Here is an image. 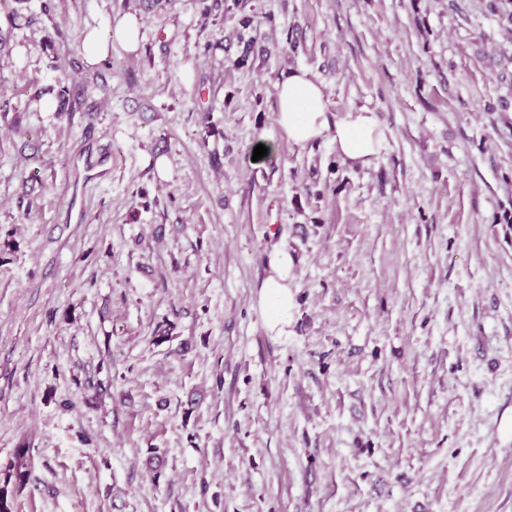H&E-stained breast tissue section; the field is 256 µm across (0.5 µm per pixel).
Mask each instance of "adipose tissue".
<instances>
[{
  "label": "adipose tissue",
  "instance_id": "obj_1",
  "mask_svg": "<svg viewBox=\"0 0 512 512\" xmlns=\"http://www.w3.org/2000/svg\"><path fill=\"white\" fill-rule=\"evenodd\" d=\"M140 26L138 16L128 13L116 19L110 31L88 27L81 39L82 53L88 62L96 63L107 57L114 45L128 53L137 52ZM276 91L280 134L275 137L263 133L257 138L268 153H275L282 136L300 146L327 136L343 163L363 168L374 163L384 139L374 112L353 110L336 120H329L321 84L301 69H292L282 75ZM269 267L259 302L266 311L269 328L274 330L287 322L293 307V295L288 288L292 260L287 253L277 252L271 256Z\"/></svg>",
  "mask_w": 512,
  "mask_h": 512
}]
</instances>
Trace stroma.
I'll return each mask as SVG.
<instances>
[{
    "mask_svg": "<svg viewBox=\"0 0 512 512\" xmlns=\"http://www.w3.org/2000/svg\"><path fill=\"white\" fill-rule=\"evenodd\" d=\"M199 11L56 0L0 62L13 512H512V41L481 0H249L207 55ZM127 12L138 54L87 65L83 30ZM296 68L329 116L376 113L371 167L326 138L253 162ZM276 250L295 307L272 331ZM27 448L16 451L15 461L10 464L3 484H0V512H12L13 499L30 480V472L26 462Z\"/></svg>",
    "mask_w": 512,
    "mask_h": 512,
    "instance_id": "obj_1",
    "label": "stroma"
}]
</instances>
